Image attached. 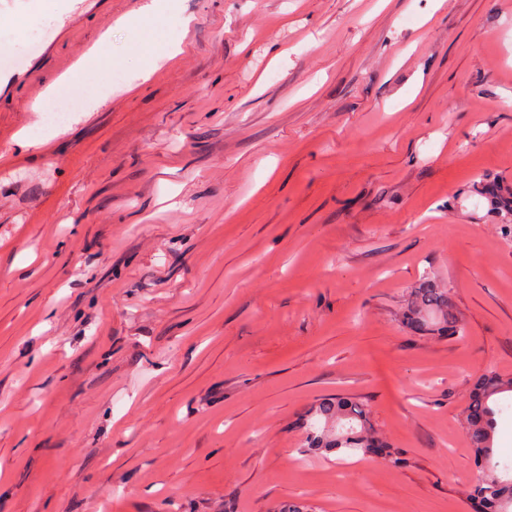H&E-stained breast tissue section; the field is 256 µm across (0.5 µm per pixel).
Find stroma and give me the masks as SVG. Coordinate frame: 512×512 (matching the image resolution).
Returning a JSON list of instances; mask_svg holds the SVG:
<instances>
[{"label":"stroma","mask_w":512,"mask_h":512,"mask_svg":"<svg viewBox=\"0 0 512 512\" xmlns=\"http://www.w3.org/2000/svg\"><path fill=\"white\" fill-rule=\"evenodd\" d=\"M144 2L0 10V512H472L463 409L512 377V235L472 193L512 187V0L118 25ZM427 276L462 337L402 325ZM336 395L400 467L303 453Z\"/></svg>","instance_id":"obj_1"}]
</instances>
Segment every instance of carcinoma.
I'll return each instance as SVG.
<instances>
[{
  "instance_id": "1",
  "label": "carcinoma",
  "mask_w": 512,
  "mask_h": 512,
  "mask_svg": "<svg viewBox=\"0 0 512 512\" xmlns=\"http://www.w3.org/2000/svg\"><path fill=\"white\" fill-rule=\"evenodd\" d=\"M490 206L512 215V192L499 182L485 179L481 188ZM440 315L441 330L455 334L458 318L448 300L446 289L427 280L411 292L405 316L408 326L417 334L435 331L429 315ZM512 392V378L493 373L480 375L464 408V429L469 441L479 478L471 500L479 512H512V477L501 475L494 460V436L497 427V396ZM306 433L305 453L334 449L347 454L373 456L372 449H382L378 458L397 467L402 464L398 453L377 435L364 405L347 397L328 398L309 407L303 425Z\"/></svg>"
}]
</instances>
